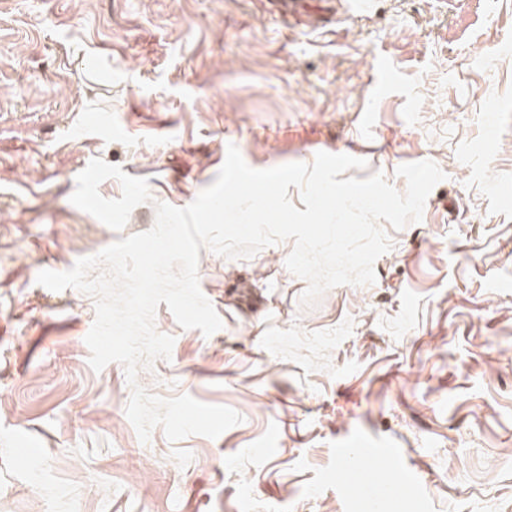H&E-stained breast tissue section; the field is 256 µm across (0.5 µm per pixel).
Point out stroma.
I'll use <instances>...</instances> for the list:
<instances>
[{"mask_svg":"<svg viewBox=\"0 0 512 512\" xmlns=\"http://www.w3.org/2000/svg\"><path fill=\"white\" fill-rule=\"evenodd\" d=\"M231 143L255 169L351 151L401 193V164L445 178L373 284L312 306L293 241L200 249L223 326L159 305L172 358L137 381L243 421L144 444L123 366L89 365L94 298L36 277L188 206ZM352 436L399 452L368 494ZM426 490L427 512H512V0H0V512H417Z\"/></svg>","mask_w":512,"mask_h":512,"instance_id":"1","label":"stroma"}]
</instances>
